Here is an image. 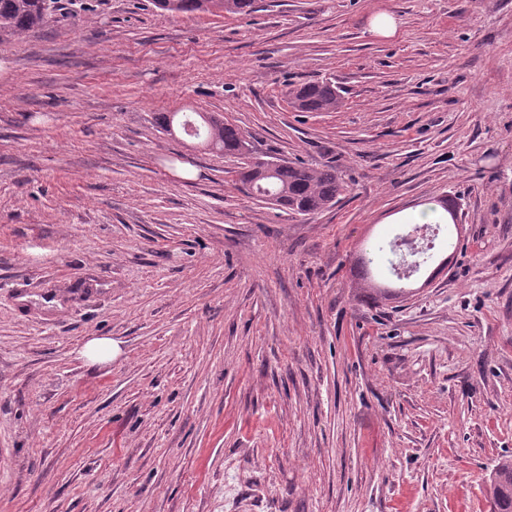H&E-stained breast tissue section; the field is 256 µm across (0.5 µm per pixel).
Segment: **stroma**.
<instances>
[{
    "instance_id": "35a3bbf8",
    "label": "stroma",
    "mask_w": 512,
    "mask_h": 512,
    "mask_svg": "<svg viewBox=\"0 0 512 512\" xmlns=\"http://www.w3.org/2000/svg\"><path fill=\"white\" fill-rule=\"evenodd\" d=\"M380 11L395 37L371 33ZM0 512H490L512 456V0H81L0 40ZM334 83L335 112L288 91ZM335 166L315 215L162 128ZM197 170L179 175L180 166ZM432 280L356 285L442 199ZM112 360L84 354L92 339ZM253 2L254 0H152L156 8L171 13L194 11L213 12L215 10L234 14H245L250 11ZM203 119L205 139L199 145L205 150H223L224 153L232 155H243L247 151L248 142L244 134L232 124L224 123L223 117L218 114L204 115L198 113ZM216 145V146H215Z\"/></svg>"
}]
</instances>
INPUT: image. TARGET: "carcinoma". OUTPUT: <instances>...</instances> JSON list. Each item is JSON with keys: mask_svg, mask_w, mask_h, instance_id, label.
<instances>
[{"mask_svg": "<svg viewBox=\"0 0 512 512\" xmlns=\"http://www.w3.org/2000/svg\"><path fill=\"white\" fill-rule=\"evenodd\" d=\"M254 0H152L153 5L171 13L214 9L227 13L245 14ZM61 0H0V39L19 36L41 29L60 10ZM291 107L298 112H334L342 105L336 86L328 81H312L289 91ZM205 138L227 154L243 155L248 142L244 134L218 114L203 121ZM269 164L257 160L243 167L239 182L246 193L265 185L275 195L273 205L301 215L318 214L336 204L343 184L336 168H311L282 160L275 161L274 175L261 176ZM487 492L491 512H512V458L501 460L495 468Z\"/></svg>", "mask_w": 512, "mask_h": 512, "instance_id": "1", "label": "carcinoma"}]
</instances>
